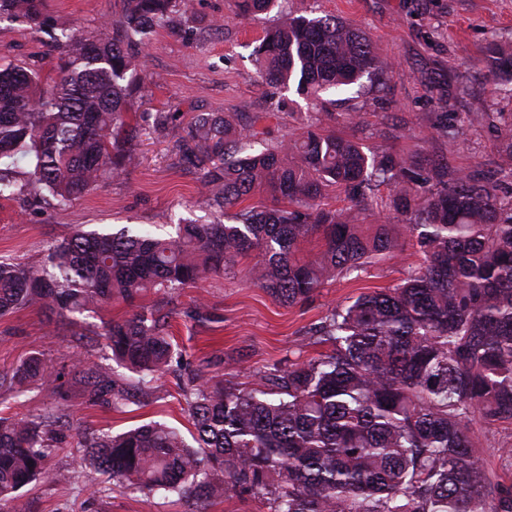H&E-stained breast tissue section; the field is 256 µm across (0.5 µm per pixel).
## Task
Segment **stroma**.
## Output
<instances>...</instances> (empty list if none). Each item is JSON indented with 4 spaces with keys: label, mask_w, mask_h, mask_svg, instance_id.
Masks as SVG:
<instances>
[{
    "label": "stroma",
    "mask_w": 512,
    "mask_h": 512,
    "mask_svg": "<svg viewBox=\"0 0 512 512\" xmlns=\"http://www.w3.org/2000/svg\"><path fill=\"white\" fill-rule=\"evenodd\" d=\"M192 34L159 29L142 59L127 123L138 132L135 166L95 186L64 209L45 189L31 207L0 200V261L38 266L48 245L75 229L100 233L149 228L174 232L180 219L210 220L202 204L197 170L181 165L177 140L199 112L260 115L273 136L298 132L315 106L295 91L267 86L253 51L278 13L259 19L237 14L235 0H194ZM120 8L119 0H49L51 14L64 19L74 35L89 37ZM286 11L310 17L333 14L362 30L378 48L386 67L383 84L333 92L336 124L373 150L425 154L447 159L451 168L496 175L497 127L512 121V86H493L486 77V48L512 44V0H288ZM59 55L48 36L19 22H0V62H14L50 73ZM179 113L175 128L154 132L149 114ZM476 122H467V115ZM462 125L460 134L441 137V122ZM419 257L406 249L368 267L355 280L325 285L312 303L285 306L247 276L248 260L214 275L195 288L148 292L138 305L164 316L176 355L168 371L145 377L141 388L127 387L129 373L112 365L101 335L102 323L129 314L132 305L116 300L105 311L73 326L38 307L0 318V378L10 377L21 359L40 354L61 376L57 393L33 388L13 398L0 385V416L31 419L45 410L66 413L67 445L50 460L54 470H72L70 445L89 434H118L158 421L183 435L194 431L182 397L183 375L195 370L215 382L252 388L261 376L292 362L328 352L308 338L333 308L360 293L391 288L416 267ZM111 366L124 386L117 405L91 402L90 380L76 374L75 360ZM484 465L493 479L512 483V425L477 429ZM29 512H191L175 495L146 497L115 485L93 470L70 483L40 479L23 490Z\"/></svg>",
    "instance_id": "35a3bbf8"
}]
</instances>
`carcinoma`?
<instances>
[{
	"label": "carcinoma",
	"instance_id": "obj_1",
	"mask_svg": "<svg viewBox=\"0 0 512 512\" xmlns=\"http://www.w3.org/2000/svg\"><path fill=\"white\" fill-rule=\"evenodd\" d=\"M280 0H236L255 19ZM193 0H120L88 38L71 36L47 0H0V20L47 32L63 46L58 75L0 66V199L24 196L12 165L30 158L31 184L67 207L135 164L122 137L137 88L139 50L159 28L185 31ZM255 54L273 88L294 84L319 102L301 132L276 142L260 116L234 121L200 112L180 141L183 163L203 170L206 205L239 207L237 223L181 224L175 234L74 231L48 245L38 267L0 264V316L33 306L78 323L152 288L195 287L257 255L250 280L279 302H312L324 284L393 257L405 245L420 263L394 288L362 293L319 328L330 351L265 375L249 390L187 374L182 391L196 431L189 446L157 422L77 442L74 462L136 490L175 493L208 512L233 494L267 497L271 512H512V484L493 482L471 425L512 424V191L422 153H368L336 132L321 93L365 75L383 78L366 34L331 14L287 16ZM492 81L512 84V48L487 51ZM175 112H156L164 132ZM499 172L512 177V123L500 129ZM389 189L385 219L362 224L369 199ZM344 195L346 208L325 202ZM271 207L246 206L256 193ZM321 250L301 259L312 236ZM112 357L142 378L164 370L174 348L161 319L142 311L105 323ZM97 373L94 400L119 403L111 369ZM60 376L34 353L13 371L18 399ZM60 416L0 417V512H28L21 490L38 478L67 483L48 461Z\"/></svg>",
	"mask_w": 512,
	"mask_h": 512
}]
</instances>
